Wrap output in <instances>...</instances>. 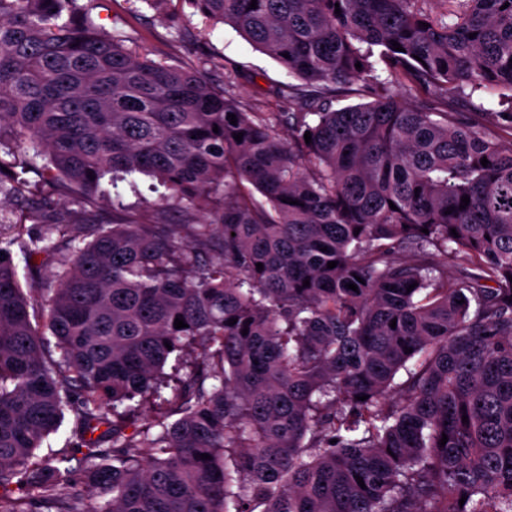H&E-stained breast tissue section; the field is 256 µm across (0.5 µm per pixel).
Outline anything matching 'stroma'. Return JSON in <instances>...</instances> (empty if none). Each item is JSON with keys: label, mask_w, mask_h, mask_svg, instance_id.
Segmentation results:
<instances>
[{"label": "stroma", "mask_w": 512, "mask_h": 512, "mask_svg": "<svg viewBox=\"0 0 512 512\" xmlns=\"http://www.w3.org/2000/svg\"><path fill=\"white\" fill-rule=\"evenodd\" d=\"M93 15L104 31L122 32L131 43L143 47L150 59L198 72L215 89H222L227 75H234L233 97L242 111L289 109L284 92L289 82L286 70L256 51L231 26L194 13L186 0H165L158 10L144 0H94ZM152 184L151 178L142 177L139 194L123 193L124 204L139 215L162 208L170 222H181L180 205L164 199Z\"/></svg>", "instance_id": "stroma-1"}]
</instances>
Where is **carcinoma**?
Returning a JSON list of instances; mask_svg holds the SVG:
<instances>
[{
    "instance_id": "obj_1",
    "label": "carcinoma",
    "mask_w": 512,
    "mask_h": 512,
    "mask_svg": "<svg viewBox=\"0 0 512 512\" xmlns=\"http://www.w3.org/2000/svg\"><path fill=\"white\" fill-rule=\"evenodd\" d=\"M186 2L302 81L292 111L80 0H0V194L48 187L29 238L0 231V512H512V0ZM355 80L372 100L332 108ZM140 175L200 218L57 209ZM69 411L77 452L40 453Z\"/></svg>"
}]
</instances>
